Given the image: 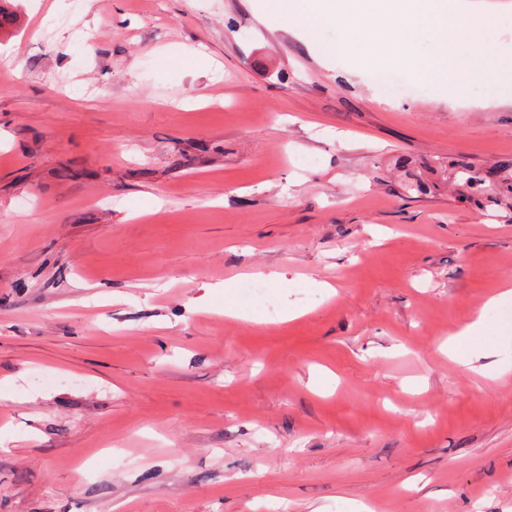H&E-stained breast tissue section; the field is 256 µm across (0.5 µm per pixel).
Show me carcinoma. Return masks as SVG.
Returning a JSON list of instances; mask_svg holds the SVG:
<instances>
[{
  "label": "carcinoma",
  "instance_id": "carcinoma-1",
  "mask_svg": "<svg viewBox=\"0 0 512 512\" xmlns=\"http://www.w3.org/2000/svg\"><path fill=\"white\" fill-rule=\"evenodd\" d=\"M435 169L442 176L452 175L457 185L464 186L462 196L469 201L480 197L494 205L507 207L512 204V178L509 177L512 161L500 164L493 175L462 161L440 159Z\"/></svg>",
  "mask_w": 512,
  "mask_h": 512
}]
</instances>
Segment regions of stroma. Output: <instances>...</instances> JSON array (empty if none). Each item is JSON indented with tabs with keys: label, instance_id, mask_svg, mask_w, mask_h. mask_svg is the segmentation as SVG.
I'll list each match as a JSON object with an SVG mask.
<instances>
[{
	"label": "stroma",
	"instance_id": "1",
	"mask_svg": "<svg viewBox=\"0 0 512 512\" xmlns=\"http://www.w3.org/2000/svg\"><path fill=\"white\" fill-rule=\"evenodd\" d=\"M8 2L0 512H512V370L441 351L512 211L395 168L512 160V103L388 99L262 0Z\"/></svg>",
	"mask_w": 512,
	"mask_h": 512
}]
</instances>
